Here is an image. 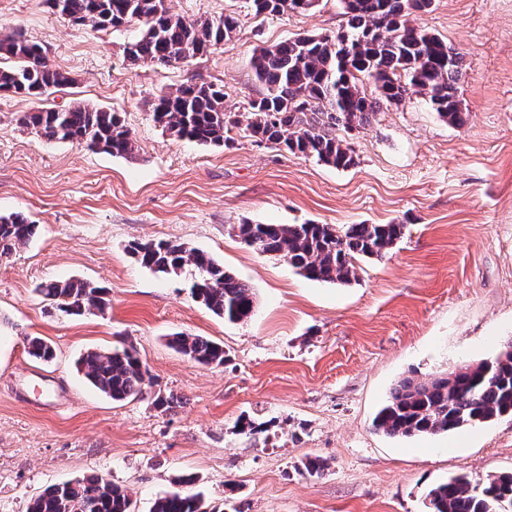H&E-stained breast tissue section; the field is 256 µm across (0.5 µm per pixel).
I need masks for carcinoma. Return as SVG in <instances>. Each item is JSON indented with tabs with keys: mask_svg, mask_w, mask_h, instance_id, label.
Listing matches in <instances>:
<instances>
[{
	"mask_svg": "<svg viewBox=\"0 0 512 512\" xmlns=\"http://www.w3.org/2000/svg\"><path fill=\"white\" fill-rule=\"evenodd\" d=\"M316 0H248L257 15L301 11ZM433 0H341L347 29L334 36L303 34L274 46H259L251 68L264 91L249 101L244 132L259 144L301 154L336 169L355 164L353 150L336 128L365 126L384 104H399L413 90L448 124L465 125L459 101L462 55L439 36L412 24L411 16L428 11ZM50 9L72 24L100 29L131 22L143 26L140 38L124 47L129 60L170 66L203 56L233 39L238 18L185 22L166 0H46ZM41 48L14 34L0 32V56L19 65L0 67V92L42 98L70 77L41 57ZM154 120L173 136L221 146L241 124L224 109V90L194 83L157 97ZM21 123L48 141H76L115 157L135 150L130 130L115 113L76 104L67 109L37 108ZM37 225L22 213L0 215V257L27 244ZM230 233L263 255H282L301 276L348 285L357 280L356 262L381 258L401 238L404 224H232ZM131 254L144 267L176 274L190 266L197 272L190 296L227 323L249 319L256 299L251 288L224 270L208 253L170 241L134 242ZM39 292L67 315L103 314L110 291L81 280L50 281ZM29 354L44 362L54 359L52 345L39 336L28 338ZM172 346L206 366L224 364V347L201 336L176 335ZM78 364L85 378L114 402L143 395L155 385L148 368L132 347L91 350ZM153 404L162 413L182 404L181 398L159 390ZM512 416V343L496 356L449 374L406 378L374 418L377 431L389 437L449 433ZM178 487L159 496L153 512H204L198 493ZM512 507V472L472 484L464 475L432 486L425 495L426 512H504ZM28 512H133L126 488L97 476L47 486L34 497Z\"/></svg>",
	"mask_w": 512,
	"mask_h": 512,
	"instance_id": "1",
	"label": "carcinoma"
}]
</instances>
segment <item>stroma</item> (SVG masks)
<instances>
[{
    "mask_svg": "<svg viewBox=\"0 0 512 512\" xmlns=\"http://www.w3.org/2000/svg\"><path fill=\"white\" fill-rule=\"evenodd\" d=\"M187 20L224 14L237 35L176 67L128 60L140 23L76 26L45 0H0V32L37 44L72 79L48 98L0 95V215L24 212L29 243L0 258V512H27L48 485L97 475L151 512L183 476L207 512H425L454 474L480 483L512 470V417L449 434L376 432L372 420L402 379H425L495 356L512 342V0H434L417 25L463 55L464 126L422 95L382 105L345 133L353 166L337 169L234 132L229 145L178 139L152 116L157 94L207 82L246 113L262 91L255 47L346 26L340 0L303 13L257 15L245 0H168ZM115 112L135 152L115 157L48 141L20 118L75 104ZM405 224L349 285L310 281L280 256L254 252L231 224ZM203 250L246 282L252 317L225 323L187 288L195 270L142 267L132 242ZM107 288L105 314L66 317L37 291L47 280ZM177 333L221 343L204 366L169 344ZM56 350L27 353V337ZM130 345L161 389L115 402L77 369L89 349ZM262 424L246 434L244 420ZM323 473L299 472L305 457Z\"/></svg>",
    "mask_w": 512,
    "mask_h": 512,
    "instance_id": "stroma-1",
    "label": "stroma"
}]
</instances>
